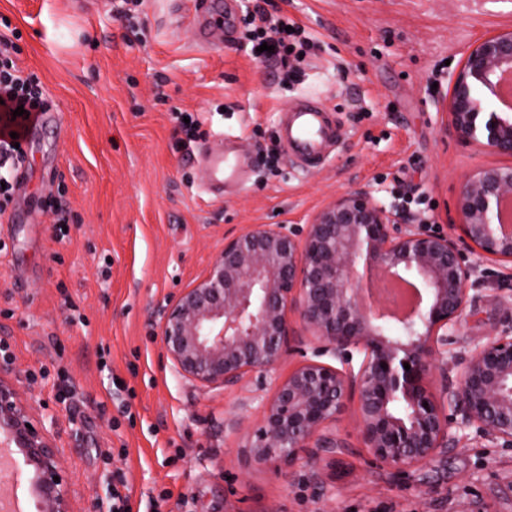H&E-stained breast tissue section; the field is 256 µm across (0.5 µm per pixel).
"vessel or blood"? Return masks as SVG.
Wrapping results in <instances>:
<instances>
[{
	"label": "vessel or blood",
	"mask_w": 512,
	"mask_h": 512,
	"mask_svg": "<svg viewBox=\"0 0 512 512\" xmlns=\"http://www.w3.org/2000/svg\"><path fill=\"white\" fill-rule=\"evenodd\" d=\"M280 127L282 149L294 168L308 171L323 164L339 139L332 112L315 98H301L285 110ZM208 178L213 183L236 180L239 162L229 150L211 153Z\"/></svg>",
	"instance_id": "obj_1"
}]
</instances>
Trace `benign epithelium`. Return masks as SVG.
<instances>
[{"instance_id": "7a95c632", "label": "benign epithelium", "mask_w": 512, "mask_h": 512, "mask_svg": "<svg viewBox=\"0 0 512 512\" xmlns=\"http://www.w3.org/2000/svg\"><path fill=\"white\" fill-rule=\"evenodd\" d=\"M505 74L512 75V29L463 48L441 105L461 140L512 159V114L489 99ZM510 203L512 164L465 177L448 232L362 188L336 196L301 230L252 225L225 237L207 275L162 308V346L181 375L228 387L265 377L285 355L302 351L305 336L317 343L319 360L298 364L265 407L250 444L259 464L292 467L310 446L338 452L329 425L352 400L363 447L389 467L427 464L470 430L511 448L512 329L487 337L460 362L448 352L484 265L512 282ZM372 271L415 291L407 313L365 309L363 280ZM454 366L460 370L450 391ZM0 447L18 449L32 467L39 512H73L62 448L19 395L5 362Z\"/></svg>"}]
</instances>
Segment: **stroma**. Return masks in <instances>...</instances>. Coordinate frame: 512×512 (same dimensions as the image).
<instances>
[{"label": "stroma", "mask_w": 512, "mask_h": 512, "mask_svg": "<svg viewBox=\"0 0 512 512\" xmlns=\"http://www.w3.org/2000/svg\"><path fill=\"white\" fill-rule=\"evenodd\" d=\"M318 44L294 84L256 61L247 8L233 0L224 43L189 22L209 0H0V34L19 32L18 67L46 89L52 120L26 146L29 178L0 218V340L16 386L54 421L74 512H512V447L470 440L423 467L363 448L353 411L331 431L341 453L306 449L293 467L257 464L248 445L278 381L230 387L183 377L158 313L206 276L225 237L255 224L304 225L365 187L447 229L464 177L502 157L460 143L438 88L463 47L512 28V0H270ZM321 100L336 150L301 173L266 161L283 110ZM203 135L177 150L173 110ZM247 158L240 186L214 194L200 164L216 134ZM67 220L58 233L49 201ZM512 326V292L486 283L448 347L465 354Z\"/></svg>", "instance_id": "stroma-1"}]
</instances>
